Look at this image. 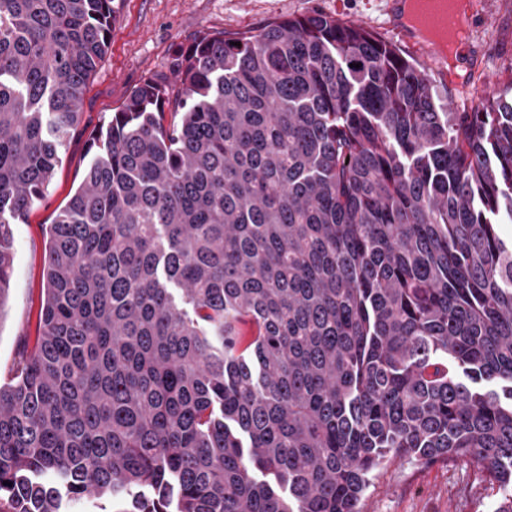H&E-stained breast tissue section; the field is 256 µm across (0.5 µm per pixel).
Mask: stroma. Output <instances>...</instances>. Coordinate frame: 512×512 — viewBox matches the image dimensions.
<instances>
[{
	"instance_id": "1",
	"label": "stroma",
	"mask_w": 512,
	"mask_h": 512,
	"mask_svg": "<svg viewBox=\"0 0 512 512\" xmlns=\"http://www.w3.org/2000/svg\"><path fill=\"white\" fill-rule=\"evenodd\" d=\"M389 0H114L110 48L83 97L82 121L70 135L45 198L13 225V274L0 308V379L24 346L34 344L44 297L46 229L78 187L91 153L89 138L119 110L135 86L165 70L201 30L242 33L313 12L360 25L389 42L429 78L441 101L471 111L488 87L512 86V0H471L474 18L460 59L465 83L444 77L442 62L424 58L389 26ZM503 491L478 483L466 464L422 466L403 459L382 469L366 490L362 512H496Z\"/></svg>"
}]
</instances>
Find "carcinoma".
Returning a JSON list of instances; mask_svg holds the SVG:
<instances>
[{
    "label": "carcinoma",
    "mask_w": 512,
    "mask_h": 512,
    "mask_svg": "<svg viewBox=\"0 0 512 512\" xmlns=\"http://www.w3.org/2000/svg\"><path fill=\"white\" fill-rule=\"evenodd\" d=\"M111 25L112 0H0V310ZM508 94L446 112L321 13L196 35L49 225L36 343L0 383V501L360 512L403 459L512 486Z\"/></svg>",
    "instance_id": "cac0c4a2"
}]
</instances>
